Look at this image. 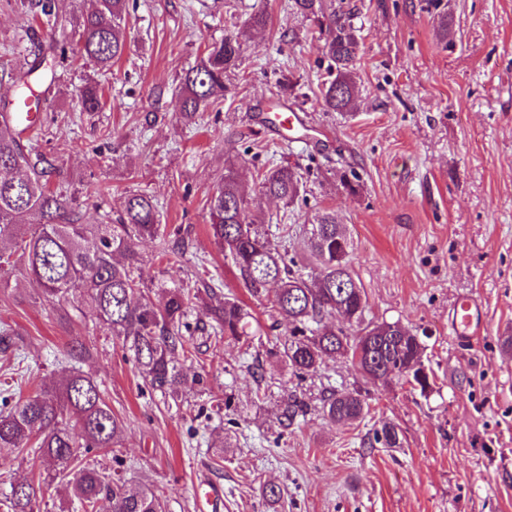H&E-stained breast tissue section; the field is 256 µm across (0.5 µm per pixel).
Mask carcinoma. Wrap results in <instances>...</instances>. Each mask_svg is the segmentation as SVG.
<instances>
[{"label":"carcinoma","instance_id":"carcinoma-1","mask_svg":"<svg viewBox=\"0 0 512 512\" xmlns=\"http://www.w3.org/2000/svg\"><path fill=\"white\" fill-rule=\"evenodd\" d=\"M21 12L51 22L56 0H16ZM126 0H94L79 23L80 58L100 73L112 71L126 46L122 26ZM291 8L314 21L325 35L330 61L320 95L324 110L343 112L351 108L356 85L353 70L359 41L352 11L342 8L325 12L322 0H293ZM57 46L49 42L25 70L0 75L12 95L0 97V290H19L23 280L37 282L51 302L82 300L93 319L131 355L149 388L164 395L175 394L188 383L181 362L191 351L184 332L202 333L240 341L247 335L250 312L234 296L218 297L215 289L185 285L166 291L156 305L145 297L139 274L137 244L159 237L160 214L155 199L140 190H130L111 224L82 222L76 197L49 186L56 171L54 160L30 158L20 143L26 128L18 124L22 104L39 103L35 87L47 74H55ZM241 61V45L232 35L208 46L193 67L180 74L174 88L181 101V118L190 122L197 114L224 101L227 72ZM82 112H98L104 105L103 88L94 80L78 89ZM303 187L299 168L281 164L263 172L262 195L285 205L295 204ZM250 193L233 169L208 202L212 237L224 257L239 271L244 288L259 296L269 285L270 316L288 322L279 359L299 377L317 371L336 358H350L371 380L384 384L403 379L425 393L431 388L423 364L420 337L398 330L399 322L364 324L366 295L355 278L349 256L351 240L334 211L314 215L308 235L309 259L314 270L304 272L288 250H280L262 231V220L251 214ZM188 248L183 231L165 243L163 254L177 258ZM198 309L209 323L191 325L188 316ZM347 314L357 333L349 335L324 324L335 314ZM90 357L89 350L69 343L64 358L68 375L57 387L21 396L15 403L4 397L0 409V448H17L31 456V470L17 471L10 480V494L3 506L7 512H40L39 475L67 481V510L94 512L107 501L110 512H164L161 496L144 485L129 489L119 478L98 468L92 455L114 448L124 422L112 412L94 380L76 368ZM367 403L357 392L330 390L322 398L323 412L333 421L352 424L363 418ZM305 411L296 395L283 399L281 424L290 426ZM374 442L386 447L398 443L395 427L385 425Z\"/></svg>","mask_w":512,"mask_h":512}]
</instances>
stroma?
<instances>
[{"instance_id":"35a3bbf8","label":"stroma","mask_w":512,"mask_h":512,"mask_svg":"<svg viewBox=\"0 0 512 512\" xmlns=\"http://www.w3.org/2000/svg\"><path fill=\"white\" fill-rule=\"evenodd\" d=\"M360 38L355 106L327 112L319 87L329 64L311 19L289 0H127L126 50L97 76L79 58L77 30L89 0H58L56 27L27 32L16 0H0V65L23 68L39 44L55 41L68 60L44 83L42 120L23 136L29 154L55 158L52 185L81 193L88 224L109 222L128 190L152 195L166 231L189 230L182 258L160 242L140 244L142 278L158 302L166 288L209 283L242 300L251 342L194 336L186 373L203 384L178 399L149 390L130 356L90 315L46 301L24 282L0 292V325L17 332L20 360L0 356V380L22 392L60 379L71 338L93 357L82 363L124 421L116 451L97 456L128 487L150 485L165 512H197L201 478L224 487V512H270L262 484L283 490L277 512H512V0H345ZM267 8L258 31L251 15ZM448 17V35L437 32ZM235 33L241 64L220 108L180 117L173 89L208 44ZM105 86L101 111L82 112L76 91ZM307 114L305 142H287L259 121L272 102ZM300 166L304 193L286 207L253 195L272 240L283 225L308 247L304 224L336 212L352 242V269L366 296V320L400 322L420 336L431 389L372 381L350 360L298 377L277 357L286 323L243 287L213 244L207 200L234 166L257 186L268 163ZM362 188L349 193L342 176ZM97 193L85 195L87 184ZM470 295L485 312L479 339H456L448 313ZM359 392L369 405L357 423L322 412L326 388ZM296 393L308 405L290 427L277 402ZM229 406L218 409L217 404ZM398 430L387 448L373 436Z\"/></svg>"}]
</instances>
